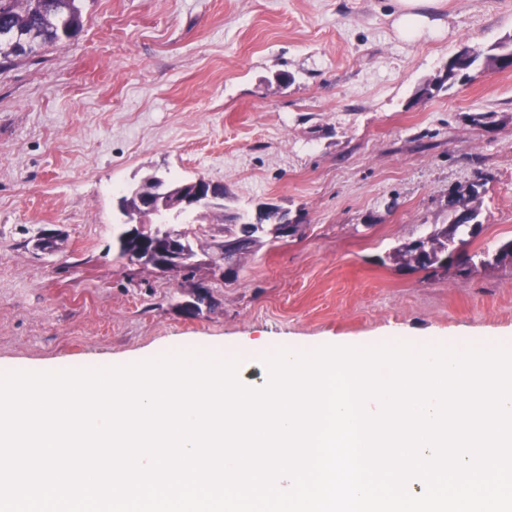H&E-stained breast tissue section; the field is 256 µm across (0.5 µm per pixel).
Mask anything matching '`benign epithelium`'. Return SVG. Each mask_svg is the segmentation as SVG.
Segmentation results:
<instances>
[{"label": "benign epithelium", "mask_w": 512, "mask_h": 512, "mask_svg": "<svg viewBox=\"0 0 512 512\" xmlns=\"http://www.w3.org/2000/svg\"><path fill=\"white\" fill-rule=\"evenodd\" d=\"M224 187L208 179H199L194 187L188 189L176 186L165 180H160L158 189H142L135 197V204L131 205L119 201V209L125 212L126 223L132 225L130 233L133 236H149L155 233L150 227L151 218L167 209H194L200 205L216 206L221 200V191ZM150 262V266L166 274L176 275L183 272L184 266L193 263L185 258L181 248V237L176 234L166 239L165 243L154 253L143 257L135 254L129 263L141 265Z\"/></svg>", "instance_id": "obj_1"}]
</instances>
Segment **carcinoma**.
Here are the masks:
<instances>
[{"mask_svg":"<svg viewBox=\"0 0 512 512\" xmlns=\"http://www.w3.org/2000/svg\"><path fill=\"white\" fill-rule=\"evenodd\" d=\"M82 14L78 0H0V69L38 56L46 49L65 44L77 35L82 28ZM512 53V41L502 42L486 50H476L461 73L455 72V66H450L445 75L426 82L419 90V96L431 97L434 92L444 88L446 82L458 77L470 79V73L482 68L500 57L503 52ZM478 193L474 190L469 194L455 193L448 199V207L452 215L449 225H442L423 237L425 251L416 252L403 243L394 248L392 260L401 269L410 271L435 270L443 267L441 258L448 250V238L469 231V227L459 222L458 214L461 209H467L471 217L479 218L477 205ZM268 214L259 211L255 222L224 225V234L239 239L242 244L234 255H221V260L230 264L238 263L242 258L253 252V249L268 235L281 237L279 228L268 223ZM463 268L457 276L467 279L477 266L486 267L489 262L483 257L474 258L465 255L461 257Z\"/></svg>","mask_w":512,"mask_h":512,"instance_id":"carcinoma-1","label":"carcinoma"}]
</instances>
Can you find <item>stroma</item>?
Listing matches in <instances>:
<instances>
[{"instance_id": "35a3bbf8", "label": "stroma", "mask_w": 512, "mask_h": 512, "mask_svg": "<svg viewBox=\"0 0 512 512\" xmlns=\"http://www.w3.org/2000/svg\"><path fill=\"white\" fill-rule=\"evenodd\" d=\"M79 6L74 40L0 73V371L254 340L512 348V264L463 281L390 258L472 186L482 230L457 250L512 239V70L417 95L463 46L511 38L512 0H443L437 33L413 41L392 28L396 0ZM151 175L224 186L223 211L178 218L197 234L194 277L119 256L118 193ZM263 205L303 233L214 276L221 213Z\"/></svg>"}]
</instances>
